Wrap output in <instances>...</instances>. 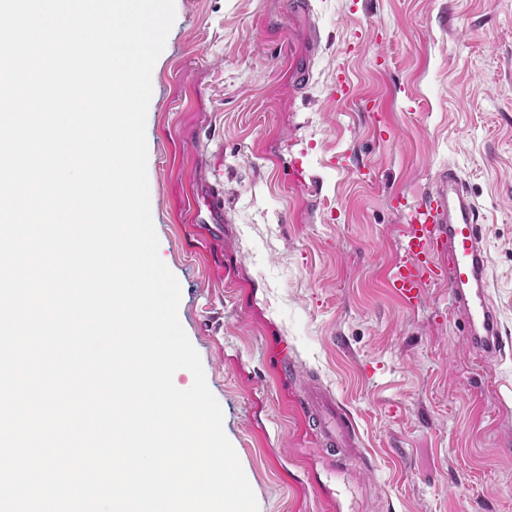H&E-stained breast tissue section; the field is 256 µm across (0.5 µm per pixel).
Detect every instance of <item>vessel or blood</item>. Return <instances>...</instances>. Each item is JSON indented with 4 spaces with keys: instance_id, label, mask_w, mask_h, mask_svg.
Listing matches in <instances>:
<instances>
[{
    "instance_id": "obj_1",
    "label": "vessel or blood",
    "mask_w": 512,
    "mask_h": 512,
    "mask_svg": "<svg viewBox=\"0 0 512 512\" xmlns=\"http://www.w3.org/2000/svg\"><path fill=\"white\" fill-rule=\"evenodd\" d=\"M405 211L403 255L386 272L388 288L409 308L426 286L447 284L454 311L465 318L469 342L486 358L501 355L504 342L489 293L485 227L458 171L448 166L436 170L429 191ZM300 408L326 447H350L351 421L330 396L311 391Z\"/></svg>"
}]
</instances>
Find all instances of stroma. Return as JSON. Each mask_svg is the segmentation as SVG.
Returning a JSON list of instances; mask_svg holds the SVG:
<instances>
[{
    "mask_svg": "<svg viewBox=\"0 0 512 512\" xmlns=\"http://www.w3.org/2000/svg\"><path fill=\"white\" fill-rule=\"evenodd\" d=\"M288 2L175 0L146 117L159 256L259 512H512V0ZM443 166L486 228L494 361L447 285L407 308L384 280ZM301 410L312 420L323 444L328 448H350L352 424L349 417L336 409V402L321 390L307 394Z\"/></svg>",
    "mask_w": 512,
    "mask_h": 512,
    "instance_id": "stroma-1",
    "label": "stroma"
}]
</instances>
